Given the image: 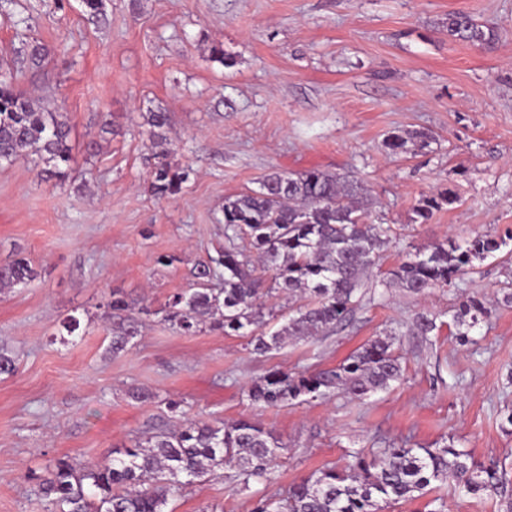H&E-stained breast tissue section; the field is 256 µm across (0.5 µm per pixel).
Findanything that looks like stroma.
Returning <instances> with one entry per match:
<instances>
[{"mask_svg": "<svg viewBox=\"0 0 512 512\" xmlns=\"http://www.w3.org/2000/svg\"><path fill=\"white\" fill-rule=\"evenodd\" d=\"M457 11L496 39L449 37ZM106 15L93 23L79 0H12L0 11V59L11 60L21 19L45 46L43 67L25 70L19 88L67 115L72 147L64 180L34 155L0 167V265L24 256L36 272L0 292V346L16 357L0 374V512H53L36 476L172 427V400L214 425L251 419L285 448L269 480L244 486L227 471L187 485L171 512H251L257 498L389 441L450 438L512 479V306L501 302L512 257L498 252L420 295L381 284L413 248L512 235V0H106ZM217 43L232 65L212 54ZM158 109L170 162L191 171L180 193L160 198L149 190L157 147L146 125ZM401 130L435 141L392 152L385 142ZM311 167L360 181L373 217L392 229L348 321L262 356L248 337L186 335L164 321L168 297L195 287L194 267L224 249L225 196ZM444 189L457 203L412 223L421 196ZM473 293L492 309L475 343L459 345L445 327L409 334L417 313L442 314ZM116 297L128 311L112 309ZM129 315L141 334L113 354ZM390 331L402 336L404 375L387 391L265 409L247 396L269 372L336 367ZM431 495L443 512H504L451 480Z\"/></svg>", "mask_w": 512, "mask_h": 512, "instance_id": "obj_1", "label": "stroma"}]
</instances>
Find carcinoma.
<instances>
[{"label": "carcinoma", "instance_id": "cac0c4a2", "mask_svg": "<svg viewBox=\"0 0 512 512\" xmlns=\"http://www.w3.org/2000/svg\"><path fill=\"white\" fill-rule=\"evenodd\" d=\"M82 6L92 21L105 20V0H82ZM445 28L448 35L470 43L495 37L493 30L464 13L448 15ZM45 56L42 44L25 43L15 51L13 66L0 70V165L36 155L65 179L72 161L66 116L42 109L15 86L14 69L37 68ZM433 141L427 132L410 130L392 134L386 147L396 153L411 146L421 151ZM189 175V169L172 165L167 153H157L151 192L175 195ZM358 189V182L347 175L310 168L275 172L258 188L225 197L224 252L212 265L198 268V287L169 297L164 320L183 334H194L207 323L227 336H248L259 355L346 321L362 301L364 278L379 266L390 243V227L373 219ZM456 202L448 190L424 196L413 208L412 222L427 224L435 212ZM505 246L502 238L477 234L463 243L449 239L416 248L386 272L383 285L414 295L443 288ZM33 277L24 257L0 266L1 286H25ZM215 279L220 287H209ZM274 290L298 293L307 303L268 331L262 298ZM490 313L485 298L466 296L452 310L451 335L461 345L473 342L472 331ZM436 320L419 313L409 332L428 336L439 330ZM137 334L133 324L118 330L112 336V353L124 351ZM402 376L399 338L390 333L364 342L334 368L297 375L273 371L249 387L248 397L264 407L339 391L363 400L389 389ZM285 447L272 431L248 419L220 426L193 420L130 448L115 449L103 464L61 459L37 477V493L55 506L54 512H165L169 498L184 486L226 468L244 485L268 479ZM351 457L355 463L349 467L322 468L285 494L260 499L252 512H384L424 497L433 483L450 478L472 495L499 498L506 512H512V481L495 462L479 461L452 443L433 448L390 443L375 452L357 449Z\"/></svg>", "mask_w": 512, "mask_h": 512}]
</instances>
